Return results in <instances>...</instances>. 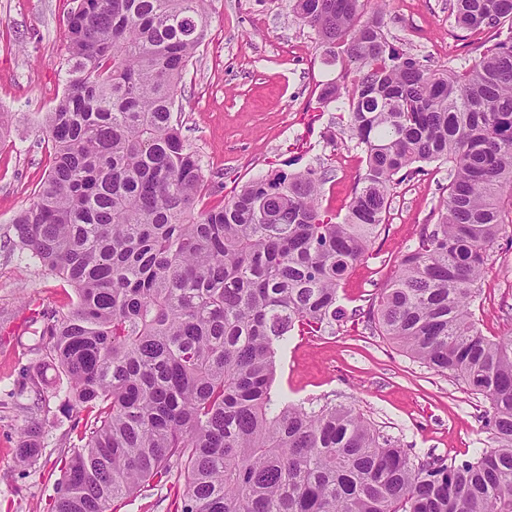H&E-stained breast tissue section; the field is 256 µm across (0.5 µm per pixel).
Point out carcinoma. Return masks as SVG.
<instances>
[{"mask_svg":"<svg viewBox=\"0 0 512 512\" xmlns=\"http://www.w3.org/2000/svg\"><path fill=\"white\" fill-rule=\"evenodd\" d=\"M384 0H292L345 65L318 99L365 166L344 216L322 207L325 168L285 167L197 209L202 167L174 119L211 0H74L65 88L38 120L50 166L13 219L14 246L74 290L42 314L34 351L64 371L73 415L51 512H111L184 473L180 512H512V336L472 305L512 224V0H453L464 32L497 42L438 68L389 41ZM452 164L437 221L371 303L381 335L486 397L491 443L419 462L353 409L277 401L276 355L323 334L338 290L386 223L393 186ZM18 436L21 467L42 453Z\"/></svg>","mask_w":512,"mask_h":512,"instance_id":"1","label":"carcinoma"}]
</instances>
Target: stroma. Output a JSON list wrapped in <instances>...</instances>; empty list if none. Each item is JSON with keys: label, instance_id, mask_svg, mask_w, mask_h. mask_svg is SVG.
<instances>
[{"label": "stroma", "instance_id": "obj_1", "mask_svg": "<svg viewBox=\"0 0 512 512\" xmlns=\"http://www.w3.org/2000/svg\"><path fill=\"white\" fill-rule=\"evenodd\" d=\"M448 3L390 0L389 39L437 65H471L492 40L463 35ZM71 7L72 0H0V116L11 130L0 147V512H48L69 446L71 422L55 396L65 376L32 352L30 330L37 314L67 311L73 290L14 247L12 221L49 167L37 120L62 93ZM211 11L212 33L189 61L175 104L202 164L199 208L223 204L235 187L294 159L302 168L332 169L322 205L345 214L362 153L350 140L329 141L340 110L317 102L319 83L340 79L342 63L316 47L290 0H212ZM450 170L433 163L395 186L368 258L338 291L343 317L334 333L293 337L279 354L273 387L297 403L354 407L422 460L465 459L486 447L480 417L488 402L372 331L366 313L424 225L436 222ZM480 288L474 310L483 334L512 336L508 239L491 250ZM34 423L42 427V455L24 469L13 449L19 431ZM183 489L175 475L116 501L113 512H176Z\"/></svg>", "mask_w": 512, "mask_h": 512}]
</instances>
